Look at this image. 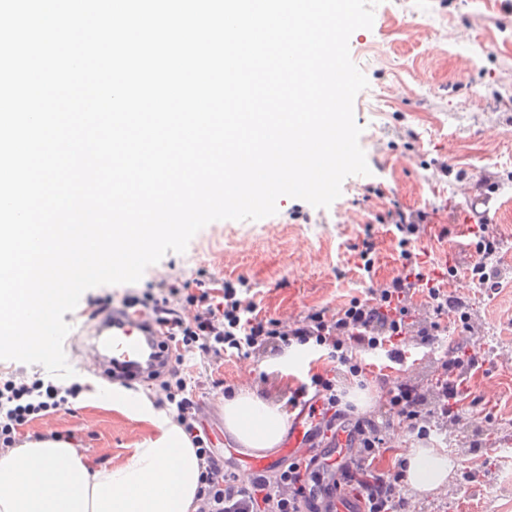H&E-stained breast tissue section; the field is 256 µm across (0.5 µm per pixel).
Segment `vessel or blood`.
<instances>
[{
  "mask_svg": "<svg viewBox=\"0 0 512 512\" xmlns=\"http://www.w3.org/2000/svg\"><path fill=\"white\" fill-rule=\"evenodd\" d=\"M93 336L94 341L87 345L85 354L104 367L112 380L128 383L150 378L169 367L171 349L165 337L159 335L145 311L137 305L117 313L99 314ZM357 452V443L344 425L338 428L334 442L320 449L319 454L337 469L354 459Z\"/></svg>",
  "mask_w": 512,
  "mask_h": 512,
  "instance_id": "obj_1",
  "label": "vessel or blood"
}]
</instances>
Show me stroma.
Masks as SVG:
<instances>
[{
    "label": "stroma",
    "mask_w": 512,
    "mask_h": 512,
    "mask_svg": "<svg viewBox=\"0 0 512 512\" xmlns=\"http://www.w3.org/2000/svg\"><path fill=\"white\" fill-rule=\"evenodd\" d=\"M352 61L369 86L354 101L361 127L359 144L369 175L350 176L330 207L316 208L286 197L275 215L259 221H217L190 241L184 253H168L148 267L134 284L87 290L77 308L65 314L71 331L64 341L70 366L83 378L75 407L51 410L22 426L25 435L66 433L82 419L94 428L80 439L83 454L95 467L128 458L147 434L145 426L89 395L107 380L77 355L83 326L91 321V299L111 298L121 306L126 295H145L159 282L195 287L200 275L237 281L246 278L262 318L288 324L311 309L336 311L367 297L402 271L393 233L379 231L372 278L353 264L350 247L365 225L388 209L437 208V222L464 224L470 211L465 188L487 184L500 210L494 227L500 248L492 259L501 271L497 293L474 283L470 238L441 239L425 234L417 249L432 263H453L451 289L474 314L479 329L468 344L485 364L474 391L492 389L489 409L468 408L469 418L489 421L500 449L461 451L434 431L426 439L402 433L407 448L447 450L453 471L436 490H410L417 512H495L512 502V484L502 479L503 449H512V10L505 0H381L372 29L355 31L349 41ZM313 346H294L285 354L246 358L224 354H185L179 367L198 403V415L227 467L248 481L246 458L224 432L226 388L256 387L276 405L308 371H322Z\"/></svg>",
    "instance_id": "1"
}]
</instances>
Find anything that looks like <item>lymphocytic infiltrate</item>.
<instances>
[{"instance_id": "obj_1", "label": "lymphocytic infiltrate", "mask_w": 512, "mask_h": 512, "mask_svg": "<svg viewBox=\"0 0 512 512\" xmlns=\"http://www.w3.org/2000/svg\"><path fill=\"white\" fill-rule=\"evenodd\" d=\"M429 218L424 210L398 207L378 216V223L393 226L398 234L403 272L383 287L370 289L367 299L354 301L333 314L315 310L289 325L258 317L254 300L238 296L239 288L247 284L243 278L235 283L213 278L208 287L188 296L173 283L157 286L160 298L154 304L155 319L186 350L217 356L230 351L247 357L260 349L277 352L312 342L325 352L330 368L311 374L309 381L290 389L287 406L289 411L305 414L313 438H328L335 433L337 422L352 420L360 451L353 465L345 468L343 479L348 491L363 499L366 512H415L406 493L403 459H395L388 467L382 464L391 449V434L400 426L424 438L434 429L453 432L466 426L463 405L472 395L473 376L484 365L476 352L461 344L437 360L430 379L409 374L375 375L380 403L374 413L355 417L341 405L337 383L342 372L355 378L372 373L370 365L358 363L359 353L382 350L391 362L400 365L406 359V345L431 346L448 316H457L464 332L475 330L465 301L447 289L454 268L440 272L429 269L424 255L411 248L413 235L419 234ZM468 234L477 254L471 279L482 286L496 282L498 271L488 264L499 245L493 226L473 224ZM418 292L425 295L420 307L412 302ZM183 297L197 306L188 319L174 307ZM185 389L180 377L164 386L167 401L176 406L178 423L205 465L198 512H321L312 494L321 476L313 470L311 459L293 457L279 469L263 471L250 483H240L214 454L211 439L197 416V404L185 397ZM79 392V385L62 388L40 379L20 385L11 380L0 383V447H12L19 428L33 415L59 408Z\"/></svg>"}]
</instances>
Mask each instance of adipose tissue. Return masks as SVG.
<instances>
[{
    "mask_svg": "<svg viewBox=\"0 0 512 512\" xmlns=\"http://www.w3.org/2000/svg\"><path fill=\"white\" fill-rule=\"evenodd\" d=\"M93 400L146 423L148 434L123 462L90 466L75 440L41 436L0 452V512H198L202 467L196 448L169 410L144 393L96 390ZM287 416L258 389L224 401V430L255 453L273 451ZM407 480L420 491L444 485L447 455L419 448L407 455Z\"/></svg>",
    "mask_w": 512,
    "mask_h": 512,
    "instance_id": "adipose-tissue-1",
    "label": "adipose tissue"
}]
</instances>
